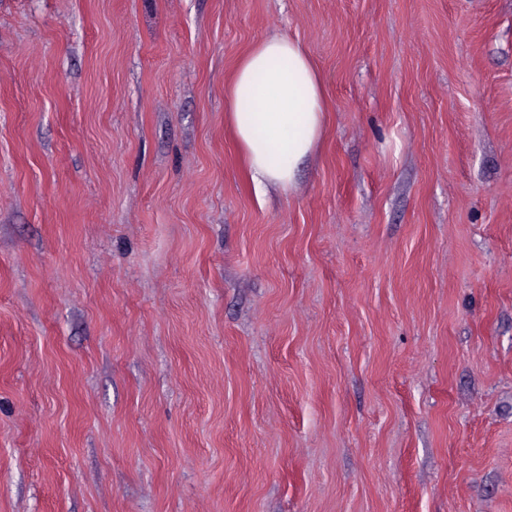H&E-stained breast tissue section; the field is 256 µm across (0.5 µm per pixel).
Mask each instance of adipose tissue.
<instances>
[{
  "label": "adipose tissue",
  "mask_w": 512,
  "mask_h": 512,
  "mask_svg": "<svg viewBox=\"0 0 512 512\" xmlns=\"http://www.w3.org/2000/svg\"><path fill=\"white\" fill-rule=\"evenodd\" d=\"M227 107L253 181L289 192L325 119L323 82L302 45L280 35L258 42L236 68Z\"/></svg>",
  "instance_id": "adipose-tissue-1"
}]
</instances>
